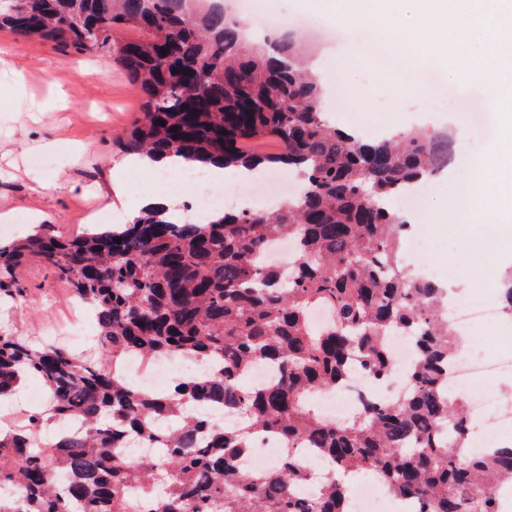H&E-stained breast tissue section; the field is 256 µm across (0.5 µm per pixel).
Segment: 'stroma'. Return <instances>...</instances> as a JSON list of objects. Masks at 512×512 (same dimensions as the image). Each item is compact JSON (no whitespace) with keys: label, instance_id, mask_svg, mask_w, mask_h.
Listing matches in <instances>:
<instances>
[{"label":"stroma","instance_id":"stroma-1","mask_svg":"<svg viewBox=\"0 0 512 512\" xmlns=\"http://www.w3.org/2000/svg\"><path fill=\"white\" fill-rule=\"evenodd\" d=\"M258 12L281 11L306 19L314 57L325 64L348 57L352 66L342 80L346 95L334 108L338 128L366 138L408 128L455 136L453 117L489 106L487 90L478 84L458 83L445 96L422 92L419 70L447 75L446 63L429 58L412 61V76L382 66L351 30H340L324 20V9L309 0H251ZM61 85L67 106L59 112H34L31 100L51 94ZM143 100L128 84L124 72L110 58L96 53L59 50L34 38L17 44L9 31L0 30V212L14 215L18 232L0 229V242H11L35 231L77 234L92 224V214L108 207L112 182L123 180L129 206L141 193L130 172L119 169L122 142L134 121L142 117ZM466 169L455 166L440 176L438 186L425 197L411 217L413 233L428 245L425 259L431 278L452 294L498 296L501 277L512 271L511 257H498L497 242L486 241L489 271L470 278L450 265L462 238L474 235V224L452 221L448 207L459 198V181ZM46 214L40 225L29 213ZM30 292L32 310L0 309V327L37 335L41 329L63 323L71 298L48 270L31 263L19 272Z\"/></svg>","mask_w":512,"mask_h":512}]
</instances>
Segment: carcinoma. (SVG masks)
Returning <instances> with one entry per match:
<instances>
[{
  "mask_svg": "<svg viewBox=\"0 0 512 512\" xmlns=\"http://www.w3.org/2000/svg\"><path fill=\"white\" fill-rule=\"evenodd\" d=\"M238 27L206 0H0V28L17 43L105 52L124 71L145 106L126 152L282 165L306 178L273 211L178 223L149 210L114 228L0 244V305L28 301L17 272L35 262L92 303L98 327L96 349L81 356L0 332V396L35 376L53 419L82 424L50 455L27 429L0 427V512H350L345 477L360 472L414 500L415 512H501L512 443L468 453L465 406L448 394L465 339L448 324L445 290L402 263L408 221L393 207L448 169V139L410 130L367 141L336 129L299 46L247 45ZM267 138L277 153L247 150ZM282 236L299 245L286 272L263 259ZM316 308L326 324L312 321ZM394 332L410 334L416 353L409 396L366 402L344 422L307 406L353 358L388 378ZM132 357L211 370L146 392L109 371ZM259 363L278 376L253 387L247 374ZM224 408L236 415L228 426L210 416ZM260 433L316 449L336 477L320 480L291 453L250 475L240 465ZM133 438L163 452L134 456Z\"/></svg>",
  "mask_w": 512,
  "mask_h": 512,
  "instance_id": "1",
  "label": "carcinoma"
}]
</instances>
